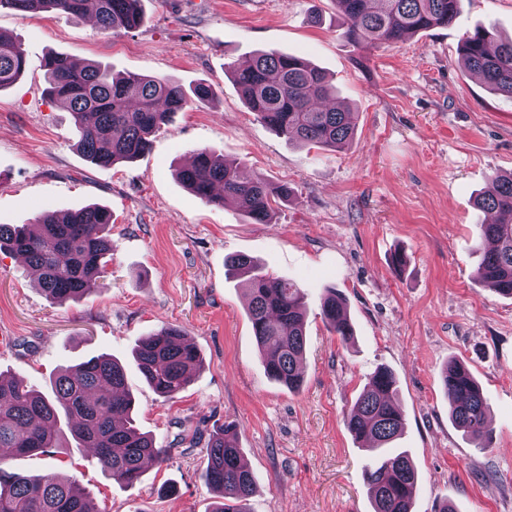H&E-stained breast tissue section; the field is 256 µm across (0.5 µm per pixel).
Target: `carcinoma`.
<instances>
[{
    "mask_svg": "<svg viewBox=\"0 0 512 512\" xmlns=\"http://www.w3.org/2000/svg\"><path fill=\"white\" fill-rule=\"evenodd\" d=\"M140 0H0L18 12L55 9L91 16L100 30L139 26ZM347 21L344 37L355 46L375 48L450 25L458 0H336ZM460 61L490 91L512 100V38H495L477 28L461 42ZM26 67L21 45L0 32V89L16 83ZM247 108L277 135L302 145L345 149L354 139L350 109L331 104L334 90L319 68L301 57L259 52L246 67L231 69ZM46 92L70 109L79 134L78 148L100 166L131 161L144 153L154 134L183 109V88L169 78L135 73L115 75L99 63L76 65L63 55L45 62ZM179 181L203 201L235 204L255 224L271 221L273 203L288 200V189L273 190L261 178L242 180L236 167L207 149L176 171ZM478 208L497 214L481 224L478 275L484 286L512 296V173L493 178V191ZM112 212L87 206L58 214L44 212L33 224H0V251L17 254L38 273V284L56 302L80 298L88 284L108 274L112 259ZM224 266L248 283V314L268 377L298 390L299 363L305 353V292L297 283L275 277L251 257L233 254ZM321 316L342 343L353 338L344 300L324 295ZM136 362L144 381L159 397L173 399L201 365L197 350L181 329L165 326L141 337ZM442 382L450 396L449 417L470 435H487L488 407L481 389L461 362H448ZM396 379L375 370L345 415L348 432L372 452L364 479L373 512H411L419 476L407 451L393 447L405 427L395 405ZM133 402L121 365L94 356L63 370L44 394L22 379L0 376V448L33 456L57 447L58 423L65 417L78 445L88 449L105 473L126 485L138 482L144 461L163 463L170 449L132 424ZM205 480L218 494L213 512H248L258 491L254 472L243 462L235 425L211 434L206 446ZM0 512H99L90 493L60 480L51 469L36 476L10 471L0 457Z\"/></svg>",
    "mask_w": 512,
    "mask_h": 512,
    "instance_id": "cac0c4a2",
    "label": "carcinoma"
}]
</instances>
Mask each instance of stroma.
<instances>
[{"mask_svg": "<svg viewBox=\"0 0 512 512\" xmlns=\"http://www.w3.org/2000/svg\"><path fill=\"white\" fill-rule=\"evenodd\" d=\"M131 31L54 11L0 9V32L26 71L0 90V224L92 204L112 211L107 278L77 300H51L23 261L0 252V376L42 392L61 370L97 355L125 367L133 417L166 462L140 480H112L62 430L47 456L8 458L30 475L51 469L90 491L99 512H212L206 442L236 423L259 478L249 512H372L369 453L344 414L377 368L397 380L406 424L397 447L419 473L413 512H512V297L477 276L486 215L475 201L512 172V102L492 94L459 61L463 36L495 25L512 36V0H459L448 27L368 50L342 36L334 0H142ZM259 50L291 53L325 71L348 105L355 137L345 150L288 143L260 123L228 70ZM61 54L116 74L166 77L212 100L183 111L130 162L101 167L77 147L70 114L45 93L44 62ZM208 149L247 177L287 187L271 223L205 203L175 171ZM407 264L394 269L395 253ZM246 254L304 288V381L290 391L265 373L242 279L224 258ZM333 289L354 338L326 327ZM180 328L203 363L166 401L133 357L141 336ZM463 362L478 380L492 434H464L448 417L441 375Z\"/></svg>", "mask_w": 512, "mask_h": 512, "instance_id": "35a3bbf8", "label": "stroma"}]
</instances>
